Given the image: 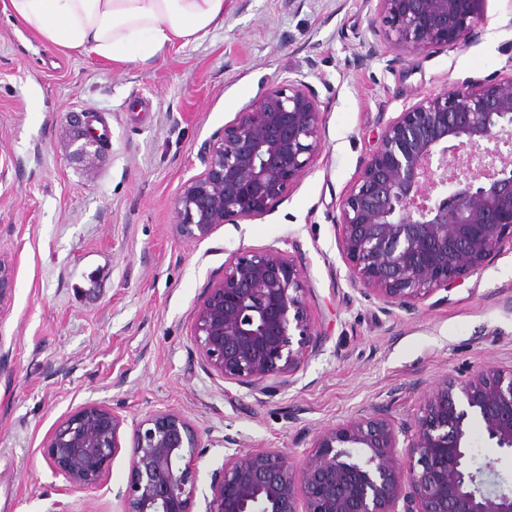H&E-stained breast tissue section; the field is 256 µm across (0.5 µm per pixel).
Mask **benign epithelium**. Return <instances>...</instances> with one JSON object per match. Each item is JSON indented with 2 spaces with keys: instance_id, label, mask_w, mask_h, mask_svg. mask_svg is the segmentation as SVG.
Here are the masks:
<instances>
[{
  "instance_id": "obj_1",
  "label": "benign epithelium",
  "mask_w": 512,
  "mask_h": 512,
  "mask_svg": "<svg viewBox=\"0 0 512 512\" xmlns=\"http://www.w3.org/2000/svg\"><path fill=\"white\" fill-rule=\"evenodd\" d=\"M479 2L378 0L370 27L401 54H427L478 40ZM71 123L73 143L90 139L81 114ZM322 125L308 83L266 89L208 146L205 170L175 199L177 224L203 240L223 224L274 210L320 151ZM511 145L512 74L468 80L403 108L339 204L352 278L413 309L426 293L478 270L512 238ZM306 290L290 256L239 253L196 314L208 364L261 394L289 385L317 344ZM471 413L489 439L512 450V369L443 380L407 428L373 414L326 429L298 466L278 450H240L215 474L209 512H512V492L489 479L492 465L467 468ZM121 425L107 407L87 404L56 425L44 455L70 487H91L119 447ZM400 432L411 448L403 465L394 454ZM198 447L181 414L145 418L130 441L124 512H192L180 462Z\"/></svg>"
}]
</instances>
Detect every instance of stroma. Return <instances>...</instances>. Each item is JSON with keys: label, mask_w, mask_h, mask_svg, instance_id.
Wrapping results in <instances>:
<instances>
[{"label": "stroma", "mask_w": 512, "mask_h": 512, "mask_svg": "<svg viewBox=\"0 0 512 512\" xmlns=\"http://www.w3.org/2000/svg\"><path fill=\"white\" fill-rule=\"evenodd\" d=\"M377 0H228L223 28L152 68L45 45L0 11V512H122L130 439L169 410L196 429L193 512L235 450L310 453L317 433L365 415L412 423L443 378L512 369V241L406 310L351 277L336 219L385 124L452 84L512 73V0H480L481 37L403 56L374 36ZM301 79L324 112L322 148L275 210L187 237L174 200L206 144L268 86ZM109 125L99 157L72 159L68 115ZM276 249L306 275L318 338L271 396L224 380L194 336L213 282L243 251ZM88 403L122 420L91 488L73 490L43 448ZM470 463L512 489V454L472 422Z\"/></svg>", "instance_id": "obj_1"}]
</instances>
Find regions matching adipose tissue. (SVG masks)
Returning <instances> with one entry per match:
<instances>
[{
  "instance_id": "obj_1",
  "label": "adipose tissue",
  "mask_w": 512,
  "mask_h": 512,
  "mask_svg": "<svg viewBox=\"0 0 512 512\" xmlns=\"http://www.w3.org/2000/svg\"><path fill=\"white\" fill-rule=\"evenodd\" d=\"M226 0H8L12 17L63 51L146 69L224 24Z\"/></svg>"
}]
</instances>
